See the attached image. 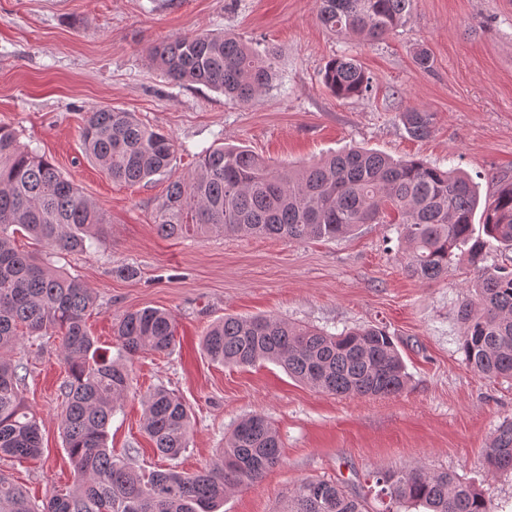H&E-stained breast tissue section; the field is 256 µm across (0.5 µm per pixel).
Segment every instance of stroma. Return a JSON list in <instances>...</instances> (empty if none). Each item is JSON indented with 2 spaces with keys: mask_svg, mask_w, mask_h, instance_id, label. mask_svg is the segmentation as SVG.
Here are the masks:
<instances>
[{
  "mask_svg": "<svg viewBox=\"0 0 512 512\" xmlns=\"http://www.w3.org/2000/svg\"><path fill=\"white\" fill-rule=\"evenodd\" d=\"M231 31L273 49L278 76L251 107L206 87L168 81L148 49L174 36ZM427 50L433 65L420 69ZM354 56L372 78L367 94L331 95L326 62ZM419 105L434 114L428 138L411 137L397 114ZM95 107L134 113L168 131L176 172L190 176L200 155L243 145L275 166L307 165L352 145L396 159L458 167L480 196L512 178V0H417L395 35L368 43L323 28L314 0H0V125L53 163L105 212L102 245L53 263L99 297L87 321L116 354L112 327L126 312L169 310L177 342L132 364L131 388L109 427L116 458L152 471L192 473L211 464L242 418L260 413L277 428L282 459L258 484L227 496L219 512H282L306 478L365 493L368 472L422 465L473 482L494 512H512V471L486 467L483 450L512 419V380L475 374L459 348L457 308L478 271L453 262L447 277H410L394 224H367L336 241L295 243L245 235L164 239L154 221L167 181L115 183L83 155L79 131ZM266 315L339 332L386 326L409 382L385 397H340L303 385L275 364L217 365L200 339L227 315ZM23 395L36 411L43 454L0 459V472L42 501L71 483L63 447L59 386L65 365L53 337L23 340ZM163 386L192 411L189 447L159 456L141 429L142 398Z\"/></svg>",
  "mask_w": 512,
  "mask_h": 512,
  "instance_id": "1",
  "label": "stroma"
}]
</instances>
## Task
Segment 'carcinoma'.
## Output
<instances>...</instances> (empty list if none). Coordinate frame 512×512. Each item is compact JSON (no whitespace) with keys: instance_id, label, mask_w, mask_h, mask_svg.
I'll use <instances>...</instances> for the list:
<instances>
[{"instance_id":"obj_1","label":"carcinoma","mask_w":512,"mask_h":512,"mask_svg":"<svg viewBox=\"0 0 512 512\" xmlns=\"http://www.w3.org/2000/svg\"><path fill=\"white\" fill-rule=\"evenodd\" d=\"M415 0H316L319 23L338 36L370 41L402 28ZM150 62L168 79L203 85L242 107L254 105L276 79L275 53L260 51L232 32L172 37L151 46ZM325 87L338 99L370 91L369 75L350 55L330 59ZM407 133L430 135L433 113L409 106L399 113ZM85 157L114 182L169 179L155 227L164 238L235 234L303 243L333 240L363 224L384 223L397 211L407 273L424 282L448 274L458 259L478 268L475 298L463 300L460 348L478 375L512 379V265H484L494 246L512 248V182L480 204L475 186L459 171L420 159L394 160L353 147L301 169L272 166L251 150L221 146L205 151L189 177L174 173L171 134L142 125L115 108L88 112L80 130ZM482 224H473L477 209ZM105 213L44 157L0 125V458L35 459L41 426L26 404L21 364L13 352L21 338L56 336L67 366L60 385V426L74 480L64 492L33 503L0 472V512H218L228 494L259 483L281 461V438L262 414L243 418L225 439L219 462L195 473L141 471L112 456L109 425L130 388L133 358L164 353L176 340L172 314L147 307L123 315L113 327L118 353L101 352L86 328L99 307L81 279L14 246L23 231L60 253H83L104 240ZM213 363L281 365L295 380L336 396L377 397L402 392L408 374L397 346L380 325L331 333L271 316L226 315L203 336ZM143 430L163 457L189 447L190 410L175 393L156 387L142 399ZM488 466L512 470V420L502 422L484 448ZM380 512H493L472 483L423 466L374 471ZM283 512H369L366 497L333 480H301Z\"/></svg>"}]
</instances>
